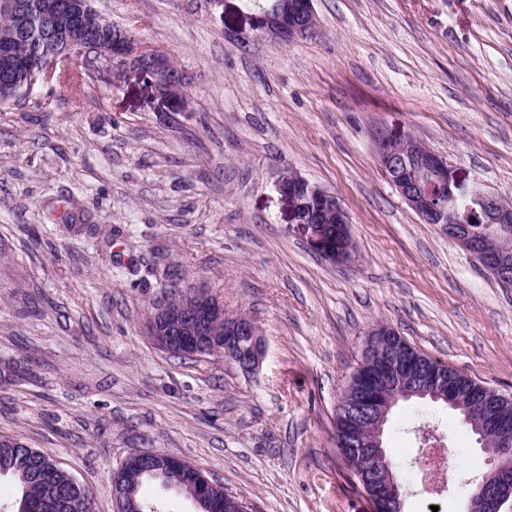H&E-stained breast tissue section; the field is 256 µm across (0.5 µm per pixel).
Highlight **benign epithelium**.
Returning a JSON list of instances; mask_svg holds the SVG:
<instances>
[{
  "instance_id": "1",
  "label": "benign epithelium",
  "mask_w": 512,
  "mask_h": 512,
  "mask_svg": "<svg viewBox=\"0 0 512 512\" xmlns=\"http://www.w3.org/2000/svg\"><path fill=\"white\" fill-rule=\"evenodd\" d=\"M31 5L26 0H0V13L15 19L12 29L0 33V56L13 54L18 42L48 46L65 43L68 53L63 57H37L39 68L51 72L75 57L86 62L92 75L105 66L120 73L132 64L157 76L158 93L171 101V111L181 112L184 102L171 100L176 74L168 59L152 48H135L126 30L103 19H97V34L87 42L81 38L89 12L88 0H40V28L33 36L29 25ZM251 30L288 45L312 32L314 27L312 0H286L272 8L250 16ZM374 157L379 169L391 175V184L403 200L420 216L425 224H436L448 236L465 248L505 288H512V252L493 251L488 247L487 235L474 233L466 222L448 211L447 206L434 198V189L453 181L467 182V177L447 159L416 145L407 133L381 129L374 135ZM276 190L288 204L295 223L309 232L310 246L332 263H346L352 258V242L348 232V217L336 197L297 175L278 177ZM478 203L487 224H512V205L483 193ZM147 335L161 350L182 358H203L232 354L244 347L242 361L236 362L245 372H252L260 364L263 349L258 330L248 316L230 314L224 303L201 286L180 290V299L170 298L157 303L146 326ZM394 330L381 327L370 333L362 353L376 362L379 381L398 389L397 398L429 394L443 400L452 408H465L464 397L444 372L414 369L415 361L407 358L394 346L380 348L379 336H392ZM395 405L376 395L357 412L372 422L375 428L370 441L353 445L354 455L385 456L382 436L388 415ZM480 434L481 447L499 458L512 452V433L508 426L488 417L484 424L474 426ZM156 458L154 475L163 476L167 470L185 473L187 497L195 504L212 497L218 480L206 475L186 461L146 449L130 454L121 469L144 461L146 454ZM367 498L371 512H403L404 499L392 478L368 479ZM463 512H512V470L495 469L477 483L467 498Z\"/></svg>"
}]
</instances>
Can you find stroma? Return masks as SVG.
Listing matches in <instances>:
<instances>
[{"label": "stroma", "instance_id": "obj_1", "mask_svg": "<svg viewBox=\"0 0 512 512\" xmlns=\"http://www.w3.org/2000/svg\"><path fill=\"white\" fill-rule=\"evenodd\" d=\"M93 6L168 57L189 106L170 111L132 65L0 105V437L53 457L94 512H113L114 471L146 448L250 512H370L334 421L372 329L512 395V288L422 223L373 155L377 129L410 132L512 202V0H313V32L288 45L225 39L248 30L246 0ZM288 172L345 209L350 263L310 247L274 187ZM167 276L255 321V371L153 344ZM424 422L458 472L438 498ZM383 445L408 476L404 512H461L488 468L441 402L399 401Z\"/></svg>", "mask_w": 512, "mask_h": 512}]
</instances>
